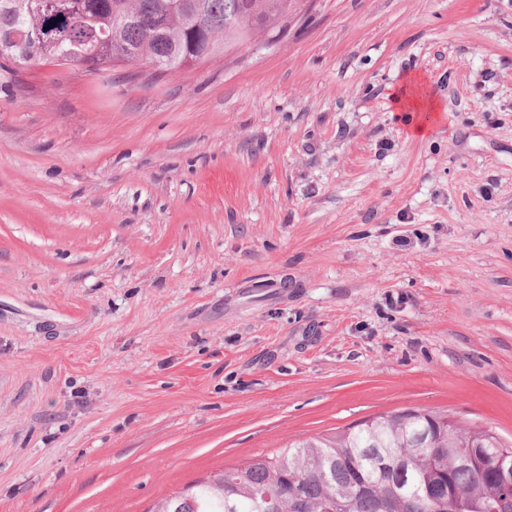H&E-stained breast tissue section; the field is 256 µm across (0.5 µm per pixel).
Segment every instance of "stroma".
Listing matches in <instances>:
<instances>
[{
	"mask_svg": "<svg viewBox=\"0 0 512 512\" xmlns=\"http://www.w3.org/2000/svg\"><path fill=\"white\" fill-rule=\"evenodd\" d=\"M284 22L156 78L0 74V512H150L401 408L512 440V0Z\"/></svg>",
	"mask_w": 512,
	"mask_h": 512,
	"instance_id": "35a3bbf8",
	"label": "stroma"
}]
</instances>
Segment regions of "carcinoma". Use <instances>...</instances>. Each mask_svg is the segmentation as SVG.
Segmentation results:
<instances>
[{
    "mask_svg": "<svg viewBox=\"0 0 512 512\" xmlns=\"http://www.w3.org/2000/svg\"><path fill=\"white\" fill-rule=\"evenodd\" d=\"M0 29L43 22L49 63L89 56L97 70L155 59L178 68L207 61L274 31L289 0H203L224 29L211 42L172 7L175 0H52L58 17L41 19L45 0H0ZM472 450L485 461L466 464ZM512 461V444L492 428L449 421L412 408L381 413L332 435L298 440L223 470L159 501L152 512H512V486L493 475Z\"/></svg>",
    "mask_w": 512,
    "mask_h": 512,
    "instance_id": "1",
    "label": "carcinoma"
}]
</instances>
